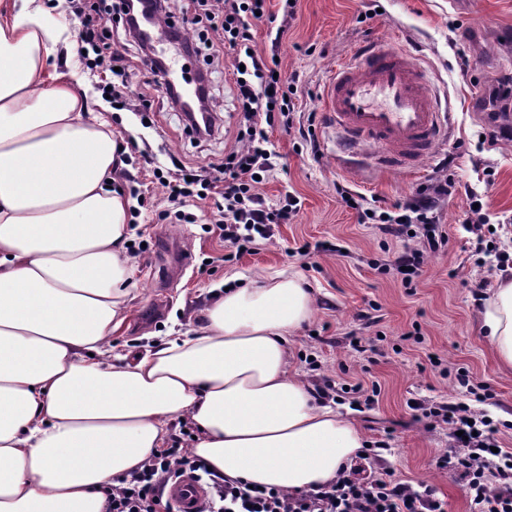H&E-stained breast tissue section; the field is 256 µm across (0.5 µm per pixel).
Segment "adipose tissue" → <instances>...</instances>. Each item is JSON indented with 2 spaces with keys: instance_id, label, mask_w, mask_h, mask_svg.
Segmentation results:
<instances>
[{
  "instance_id": "adipose-tissue-1",
  "label": "adipose tissue",
  "mask_w": 512,
  "mask_h": 512,
  "mask_svg": "<svg viewBox=\"0 0 512 512\" xmlns=\"http://www.w3.org/2000/svg\"><path fill=\"white\" fill-rule=\"evenodd\" d=\"M44 14L37 0H0V512H105L107 487L179 420L219 475L332 483L366 442L291 366L288 339L314 311L297 276L230 287L192 335L113 354L135 269L120 148L50 65L63 34ZM480 331L512 374V275Z\"/></svg>"
}]
</instances>
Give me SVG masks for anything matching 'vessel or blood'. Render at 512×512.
Wrapping results in <instances>:
<instances>
[{
  "instance_id": "1",
  "label": "vessel or blood",
  "mask_w": 512,
  "mask_h": 512,
  "mask_svg": "<svg viewBox=\"0 0 512 512\" xmlns=\"http://www.w3.org/2000/svg\"><path fill=\"white\" fill-rule=\"evenodd\" d=\"M324 103L348 145L364 149L384 169L414 171L444 135L441 102L426 68L382 42L354 50L336 66ZM165 493L176 512H199L209 490L185 474Z\"/></svg>"
}]
</instances>
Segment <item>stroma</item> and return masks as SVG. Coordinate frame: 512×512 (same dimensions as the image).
Wrapping results in <instances>:
<instances>
[{
  "mask_svg": "<svg viewBox=\"0 0 512 512\" xmlns=\"http://www.w3.org/2000/svg\"><path fill=\"white\" fill-rule=\"evenodd\" d=\"M41 2L49 25L68 36L56 53L59 73L86 85L89 110L110 123L120 142L144 137L155 160L149 166L130 159L117 175L124 188L137 181L143 200L131 206L133 240L140 249L129 320L112 334L113 353L144 351L172 328L193 331L212 288L234 274H298L312 286L315 307L311 320L290 338L294 369L315 389L328 381L377 389L375 403L361 412L351 409L348 394L333 399L366 441H386L373 470L395 473L413 485L431 484L447 501L448 512H470L455 477L435 466L438 454L452 445L447 428L431 426L408 403L415 398L465 400L466 390L454 373L467 370L490 385L495 397L487 409L505 425L501 445L512 448V376L498 371L478 331L482 307L475 296L480 281L495 284L501 270L512 269V141L479 144L486 118L473 105L486 85L512 76V0H469L464 13L451 0H297L278 58L283 74L298 78L294 119L313 124L319 151L311 153L280 128L269 130V148L280 160L258 191L266 206L278 207L290 192L302 207L295 223L275 226L270 239H256L249 252L231 260L225 257L224 242L207 231L210 202H197L196 223L162 220L166 204L153 176L154 168L171 169L175 157L195 166L220 163L223 141L194 144L177 112L156 113L154 127L146 128L140 116L112 109L99 78L77 55V20L62 10L59 0ZM387 37L429 71L434 90L449 106L447 137L409 174L374 168L347 151L323 112V88L336 64L353 47ZM445 158L462 185L439 215L448 244L443 253L427 259L416 287L406 288L381 271L399 243L384 242L376 229L359 223L355 211L339 203L336 188L350 187L389 206L434 178ZM488 165L496 172L489 188L482 181ZM468 187L488 192L491 230L486 237L497 245L479 263L471 257L469 235L461 227ZM166 241L175 250L191 252L183 274L171 279L164 275ZM320 242L329 243V250L299 255L302 245ZM373 308L380 321L369 327L360 315ZM372 338L379 341L377 351L355 350L354 340ZM313 358L318 368H311ZM434 358L439 361L435 367L430 364Z\"/></svg>",
  "mask_w": 512,
  "mask_h": 512,
  "instance_id": "35a3bbf8",
  "label": "stroma"
}]
</instances>
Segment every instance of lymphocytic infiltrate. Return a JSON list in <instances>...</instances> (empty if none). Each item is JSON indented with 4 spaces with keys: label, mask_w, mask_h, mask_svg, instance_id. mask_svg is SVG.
<instances>
[{
    "label": "lymphocytic infiltrate",
    "mask_w": 512,
    "mask_h": 512,
    "mask_svg": "<svg viewBox=\"0 0 512 512\" xmlns=\"http://www.w3.org/2000/svg\"><path fill=\"white\" fill-rule=\"evenodd\" d=\"M268 0H157L163 19L173 16V7L202 9L203 25L185 45L187 56L201 50L212 52L213 59L231 56L230 83L234 107L240 112L238 126L231 133L232 145L225 149L217 177L206 168H177L158 181L167 202L176 211H164L174 224H192L194 213L185 211L187 199L212 200V224L226 247L243 252L256 238L268 239L276 224H291L299 211V200L287 195L283 205L265 207L257 190V179L276 166V155L267 147L270 128L281 127L317 148L314 129L298 127L293 114L297 108L291 81L279 76L276 56L258 50L257 31L251 20L274 24L267 37L279 45L295 18V6L286 0L282 15L270 13ZM64 9L79 20L78 40L85 52L84 64L103 76L112 104L136 111L128 93L130 73L144 71L147 88L160 92L167 110H176L175 93L164 83L161 73L137 38L128 18L126 0H63ZM121 22L126 50L104 54L99 45L100 32L108 22ZM430 184L421 186L404 202L389 207H369L362 194L347 187L336 192L346 207L358 210L359 221L374 225L384 238L403 241L389 268L400 276L404 287H412L421 276L428 257L439 254L448 243L439 212L452 194L454 182L448 179L447 162ZM471 402L415 403V410L432 425L448 427L455 435L454 445L439 458V467L452 471L467 497L472 512H512V451L499 445V428L488 415L475 411L474 402L483 401L486 387L460 378ZM194 430L183 426L181 435L166 448L157 449L135 471L124 477L109 495L107 512H174L163 488L172 478L190 471L197 477H209L211 495L201 512H447L448 504L432 486L416 489L392 474L364 480L352 473H341L333 483L309 491L252 488L237 480L210 475L207 466L189 450Z\"/></svg>",
    "instance_id": "lymphocytic-infiltrate-1"
}]
</instances>
